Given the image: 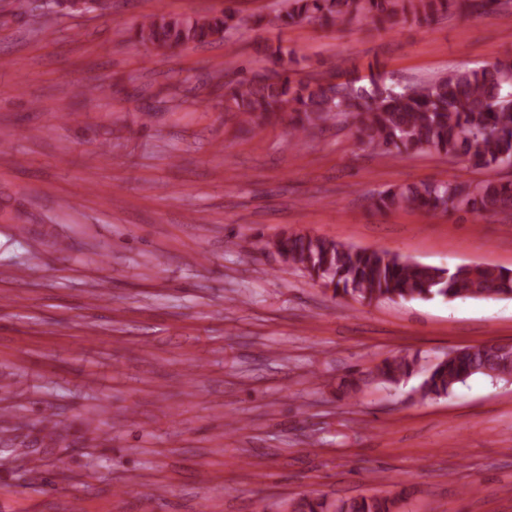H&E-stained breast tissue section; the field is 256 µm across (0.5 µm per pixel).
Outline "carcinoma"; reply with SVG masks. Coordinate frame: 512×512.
I'll return each mask as SVG.
<instances>
[{
    "mask_svg": "<svg viewBox=\"0 0 512 512\" xmlns=\"http://www.w3.org/2000/svg\"><path fill=\"white\" fill-rule=\"evenodd\" d=\"M502 0H285L277 17L288 28L304 22L339 25L361 16L392 28L399 16L412 15L430 24L450 8L479 14L501 13ZM243 22L238 12L196 19L153 14L134 31L135 40L155 49L185 47L224 38ZM269 75L258 81L242 78L225 93L227 108L245 123L288 115L298 139L340 115L352 119L359 140L383 155L399 157L427 150L463 157L476 167L512 164V60L494 66L459 69L415 87L387 85L372 78L370 87L340 75L295 78V51L270 49ZM378 210L412 207L426 211L487 213L512 209V180L473 183L465 180L422 182L391 187L372 197ZM288 267L318 280L333 295L360 303L440 297L497 299L512 296V271L488 264L453 269L410 261L381 249L361 248L309 234L282 232L264 243ZM418 356L404 354L375 366L374 376L398 384L417 372ZM493 380L512 377V348L483 344L456 350L435 363L416 392L420 399L442 397L472 376ZM291 512H398L396 497L329 498L306 494L289 504Z\"/></svg>",
    "mask_w": 512,
    "mask_h": 512,
    "instance_id": "cac0c4a2",
    "label": "carcinoma"
}]
</instances>
